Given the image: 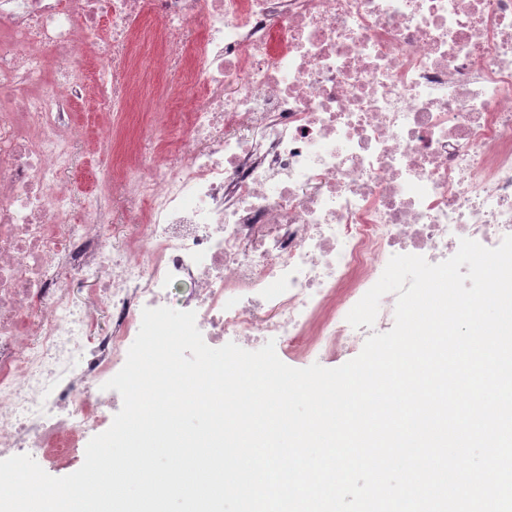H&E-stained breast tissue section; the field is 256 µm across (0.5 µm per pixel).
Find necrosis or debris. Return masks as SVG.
I'll return each instance as SVG.
<instances>
[{"mask_svg":"<svg viewBox=\"0 0 512 512\" xmlns=\"http://www.w3.org/2000/svg\"><path fill=\"white\" fill-rule=\"evenodd\" d=\"M145 18L163 106L120 139ZM508 235L512 0H0V459L77 457L143 309L329 358L392 256Z\"/></svg>","mask_w":512,"mask_h":512,"instance_id":"4bbe7bcc","label":"necrosis or debris"}]
</instances>
